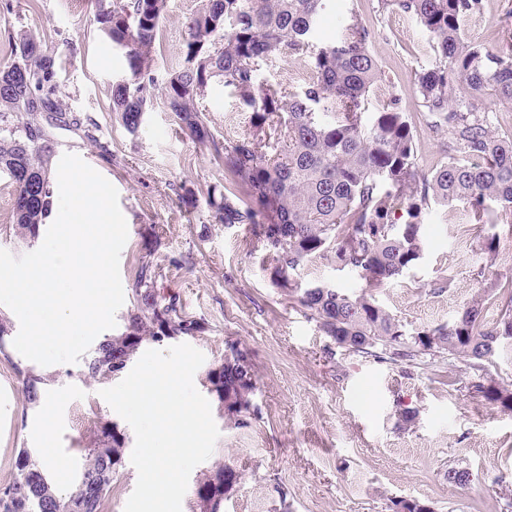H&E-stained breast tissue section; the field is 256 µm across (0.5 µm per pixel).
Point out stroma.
<instances>
[{
	"label": "stroma",
	"mask_w": 512,
	"mask_h": 512,
	"mask_svg": "<svg viewBox=\"0 0 512 512\" xmlns=\"http://www.w3.org/2000/svg\"><path fill=\"white\" fill-rule=\"evenodd\" d=\"M200 0H168L160 24L156 68L175 67L188 37V22ZM92 0H12L0 9V67L11 62V40L22 30L44 36L61 70V100L67 110L95 120L112 142L103 160L79 132L53 129L57 155L72 153L110 181L128 226L120 257L124 290H131L142 256L162 271L157 287L176 295L205 329L190 344L205 361L194 384L208 400L220 436L212 455L190 475L182 512H201L193 491L204 475L227 465L241 479L224 498L221 512H390L391 500L418 498L435 512H512V413L467 393L464 376L447 362L430 360L404 368L336 349L270 279L271 258L241 226L217 222L204 189L224 182L210 151L193 141L170 112L163 92L137 133H128L111 110L113 83L128 79L123 50L98 31ZM372 35L370 52L382 74L365 114L398 100L416 130L419 167L431 171L441 159L439 142L421 118L412 75L428 66L433 51L412 20L377 10V0H328L318 36L339 37L350 15ZM468 38L504 46L512 41V0H484L466 26ZM201 106L216 138L251 130V112L226 87L211 80ZM191 194L179 199L175 185ZM15 184L0 174V249L22 256L39 240L20 234L12 222ZM422 259L377 290L378 301L411 328L448 322L491 281L512 279V224L477 228L467 206L434 204L423 228ZM496 236L498 257L480 273L479 234ZM450 288L435 294L439 279ZM303 284H321L358 294L365 281L334 263L315 258L302 270ZM247 349L257 376L262 420L237 426L207 380L226 342ZM0 359V487L14 474L21 449L40 458L67 460L65 473H49L56 492L67 491L80 473L86 437L110 421L134 448L131 426L101 397L120 375L84 377L82 363L36 366L45 377L37 407H30L12 362ZM417 410L408 429L398 428L395 410ZM451 468L468 471L465 488L448 483ZM288 510H281V501Z\"/></svg>",
	"instance_id": "35a3bbf8"
}]
</instances>
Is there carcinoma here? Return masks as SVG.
<instances>
[{"instance_id": "cac0c4a2", "label": "carcinoma", "mask_w": 512, "mask_h": 512, "mask_svg": "<svg viewBox=\"0 0 512 512\" xmlns=\"http://www.w3.org/2000/svg\"><path fill=\"white\" fill-rule=\"evenodd\" d=\"M166 7L167 0H95L94 21L112 45L125 49L132 75L112 85V111L122 125L137 131L153 107V90L163 86L180 128L224 163L223 193L206 189L215 219L249 230L272 255V281L324 335L350 353L394 364L450 357L461 363L465 388L512 412V382L485 367L501 342L512 339V282L489 283L447 324L409 329L371 294L304 287L294 279L308 261L322 257L357 273L369 288L388 284L422 258L424 220L433 203L463 202L476 224L512 218V136L499 135L490 112L474 104L487 97L512 108V54L467 41L462 28L482 12L483 0H378V11L413 20L431 42L432 63L412 76L428 128L440 139L442 161L428 173L419 172L414 132L397 102L363 119L362 104L381 74L367 47L370 33L356 16L342 37L324 41L317 38L323 0H203L189 21L182 62L160 79L156 40ZM12 41L16 61L0 69V173L28 174L24 184L12 179L13 223L34 239L54 195V146L40 137L37 109L54 111L64 126L82 132L102 159H111L112 150L96 124L64 109L46 39L25 30ZM292 55L309 58L312 69L301 93L259 86L272 58ZM217 77L253 114L251 132L222 142L199 108ZM497 247L496 237L483 238L480 273L495 264ZM158 277L153 261L142 259L125 331L98 343L86 376L123 371L147 341H179L203 331L177 297L158 291ZM502 290L509 299L489 325L485 302ZM11 365L27 402L37 404L45 378ZM207 379L229 421L263 418L248 350L226 343L222 363ZM124 448L125 437L102 425L83 448L86 464L65 495L52 489L45 464L22 449L13 479L0 489V512H102ZM238 480L227 465L207 476L196 487L202 510L220 512Z\"/></svg>"}]
</instances>
